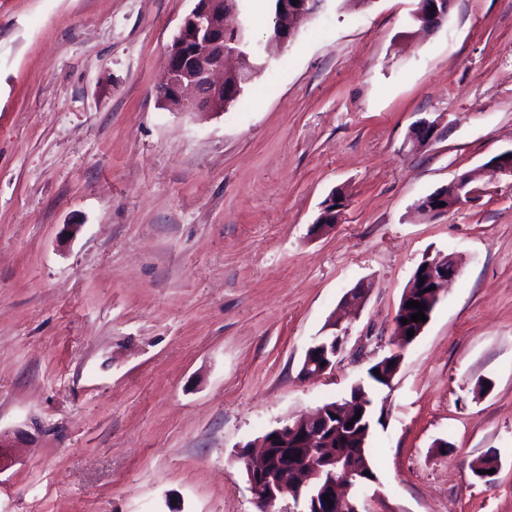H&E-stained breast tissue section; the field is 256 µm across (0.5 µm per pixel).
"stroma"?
<instances>
[{"instance_id": "1", "label": "stroma", "mask_w": 512, "mask_h": 512, "mask_svg": "<svg viewBox=\"0 0 512 512\" xmlns=\"http://www.w3.org/2000/svg\"><path fill=\"white\" fill-rule=\"evenodd\" d=\"M195 4L0 0V427L27 431L0 512H258L235 452L348 397L440 253L461 267L375 395L367 508L512 512V177L485 173L512 148V0H455L430 32L417 0H324L223 111L172 112ZM466 172L475 199L416 213ZM342 205V206H341ZM345 205V196L343 193L334 191L325 201L321 212L313 224L312 228L317 234L329 232L339 222ZM328 330H334V332L319 338L306 352L302 374L307 378H318L324 375L343 349L347 335L346 329H342L339 324H336V320H332V326H329ZM323 361H326V365L321 367Z\"/></svg>"}]
</instances>
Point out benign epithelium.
Returning <instances> with one entry per match:
<instances>
[{
    "mask_svg": "<svg viewBox=\"0 0 512 512\" xmlns=\"http://www.w3.org/2000/svg\"><path fill=\"white\" fill-rule=\"evenodd\" d=\"M323 0H283V10L275 17L276 35L270 42L284 45L298 31V24L313 17ZM454 0H418L412 19L423 30L434 29L447 19ZM254 47L246 39L242 0H196L195 7L185 17L179 33L170 47L167 60L166 82L159 89L164 105L175 112H219L233 102L241 92V86L250 82L262 69L253 62ZM436 137L435 123L421 119L413 127L411 147L418 149L431 143ZM489 166L494 175L512 174V149L494 157ZM472 177L460 175L454 182L432 195L418 201L417 211L432 219L450 210L446 202L457 206L472 198L476 189L471 187ZM345 205V196L334 191L325 201L313 224L317 234L329 232L339 222ZM456 260L448 255L427 257L414 270L411 283L402 295L395 318V335L398 336V354L415 341L427 323L408 322L401 319L411 313L424 312L431 318L448 282L458 273ZM434 290H429V287ZM415 300L422 309L408 306ZM333 333L319 338L310 346L305 356L302 374L318 378L326 373L343 349L346 330L334 323ZM414 337H408V330ZM353 396L344 406H321L310 415H301L280 428L267 432L260 440L258 457L247 450L240 451L236 460L243 463L248 483L255 496L257 507L263 512L271 508L285 495L295 500H313L312 512H363L364 489L353 485L340 486L334 480H324L321 468L300 470L297 463L280 455V449L293 448L298 456L316 457L315 450L326 449V460L336 463L331 452L336 433L331 431L330 418L353 419L356 412L367 407L365 386L361 383L352 388ZM22 428L0 429V472L10 463L9 449ZM329 500H324V496Z\"/></svg>",
    "mask_w": 512,
    "mask_h": 512,
    "instance_id": "7a95c632",
    "label": "benign epithelium"
}]
</instances>
